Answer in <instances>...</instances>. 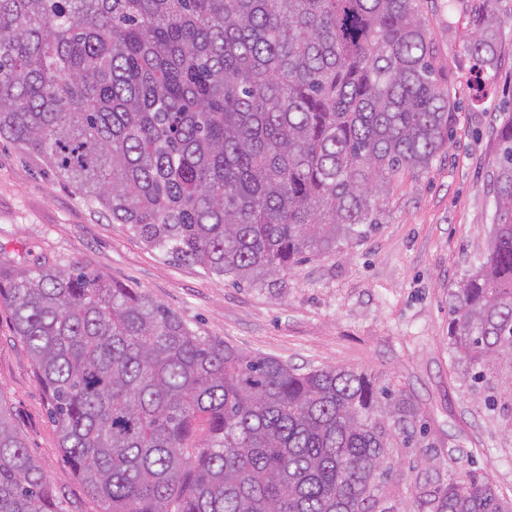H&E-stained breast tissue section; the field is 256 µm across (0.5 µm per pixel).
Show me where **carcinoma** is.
<instances>
[{
	"mask_svg": "<svg viewBox=\"0 0 512 512\" xmlns=\"http://www.w3.org/2000/svg\"><path fill=\"white\" fill-rule=\"evenodd\" d=\"M433 60L421 0H0V140L148 246L258 285L361 238L444 149ZM496 140L494 245L450 308L476 383L512 363L511 112ZM2 307L102 512H393L387 465L425 432L401 391L200 336L80 262L0 273ZM415 502L512 512L452 465ZM0 512H62L1 408Z\"/></svg>",
	"mask_w": 512,
	"mask_h": 512,
	"instance_id": "1",
	"label": "carcinoma"
}]
</instances>
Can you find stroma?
Returning a JSON list of instances; mask_svg holds the SVG:
<instances>
[{"label":"stroma","instance_id":"35a3bbf8","mask_svg":"<svg viewBox=\"0 0 512 512\" xmlns=\"http://www.w3.org/2000/svg\"><path fill=\"white\" fill-rule=\"evenodd\" d=\"M481 9V0H426L436 62L449 78L448 142L427 171L392 183L379 224L361 240H338L286 275L236 286L148 247L1 142L0 261L82 260L161 301L201 335L300 367L354 368L404 390L427 432L391 463L395 512L417 485L447 479L452 457L460 472L486 475L512 499V423L485 406L448 339L449 296L493 246L495 131L512 113V0H496L486 97L474 101L469 87L476 60L466 40ZM0 403L66 512H100L58 447L45 393L1 308Z\"/></svg>","mask_w":512,"mask_h":512}]
</instances>
